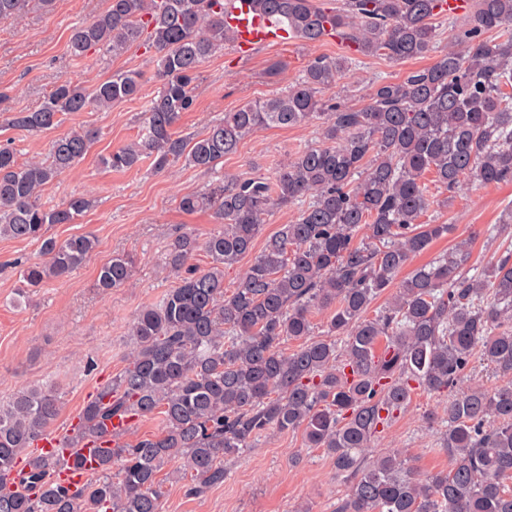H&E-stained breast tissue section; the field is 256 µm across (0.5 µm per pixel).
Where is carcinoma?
I'll use <instances>...</instances> for the list:
<instances>
[{"instance_id": "obj_1", "label": "carcinoma", "mask_w": 512, "mask_h": 512, "mask_svg": "<svg viewBox=\"0 0 512 512\" xmlns=\"http://www.w3.org/2000/svg\"><path fill=\"white\" fill-rule=\"evenodd\" d=\"M55 2L0 0V21L33 4L50 12ZM231 2L106 0L70 31L76 57L98 46L114 54L142 46L157 56L161 87L142 129L112 150L106 167L120 172L149 160L156 171L184 162L212 173L208 188L179 206L210 211L221 227L202 240L183 232L171 242L166 269L176 284L135 315L127 365L75 416L61 447L73 450L74 467L87 468L83 483L62 480L55 458L30 456L60 414L53 388L25 389L0 403V512H161L157 474L165 464L182 459L197 493L223 483L224 458L269 430L300 431L307 447L332 457L350 483L334 512H512V249L476 270L469 238L395 281L448 235L449 225L421 221L433 204L426 174L450 193L468 180L512 179V0H474L468 23L439 55L434 20L450 16L445 0H345L338 10L316 0H252L306 45L331 35L365 56L402 62L432 54L434 61L379 80L355 108L324 98L347 61L317 56L285 90L183 138L175 127L194 107L201 66L234 41L224 25ZM490 31L496 36H485ZM140 89L141 75L130 71L89 92L63 79L9 124L54 129L67 113L108 110ZM314 120L322 143L280 163L274 179L217 169L255 132ZM94 135L72 129L51 142L44 160L22 162L14 147L0 145V237L40 243L41 258L22 270L21 295L68 278L96 248L92 235H48L53 224L75 223L90 199L41 202ZM292 205L295 220L266 238L224 292V269L253 250L273 209ZM199 251L206 268L191 263ZM135 264L130 255L113 256L95 287L124 286ZM392 287V300L370 314ZM320 312L324 338L313 340L312 316ZM289 341L297 342L290 352ZM477 356L505 383L462 386ZM417 390L455 391L436 417L446 471L422 475L398 452L371 453ZM155 415L163 428L135 441L110 430L116 420L129 430ZM89 437L104 442L91 460L80 452Z\"/></svg>"}]
</instances>
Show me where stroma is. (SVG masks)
<instances>
[{
    "label": "stroma",
    "instance_id": "1",
    "mask_svg": "<svg viewBox=\"0 0 512 512\" xmlns=\"http://www.w3.org/2000/svg\"><path fill=\"white\" fill-rule=\"evenodd\" d=\"M105 6V0H56L51 13L32 11L21 19L0 22V91L8 94L0 103V144H12L22 159L46 157L60 130L37 134L14 130L7 124L10 113L35 106L63 78L89 89L117 71H136L142 77L137 98L107 111L68 115L66 127H88L96 139L89 152L42 195L49 206L82 195L93 199L92 208L77 223L50 229L60 241L94 235L98 243L88 261L69 279L46 283L31 292L27 304L18 306L14 303L21 285L18 266L36 258L39 245L0 238V402L25 387L52 386L62 402L52 427L56 433L66 432L91 392L125 366L134 348L129 334L134 314L173 286L165 257L175 234L188 230L204 238L219 228L211 212L189 214L179 208L182 196L209 185L208 172L182 163L168 173L155 172L148 162L121 173L103 165V157L113 148L136 138L145 104L160 88L156 61L144 48L134 46L114 55L96 47L79 58L70 55L72 27ZM346 52L333 36L314 46L297 41L261 46L244 57L235 44H225L202 66L195 107L182 114L177 131L184 137L198 135L225 113L294 82L313 57L333 58ZM426 64L423 58L396 63L365 57L350 64L329 94L361 107L375 80L398 79ZM320 141L316 121L263 129L246 138L236 154L225 157L223 170L242 179L271 177L287 156ZM430 193L435 202L426 222L449 225L450 231L418 255L414 266L429 263L467 238L473 241L472 264L483 267L493 262L498 245L479 230L498 223L512 203V181L487 186L467 183L451 195L434 187ZM121 252L137 258L130 281L100 293L95 286L100 266ZM437 402V396L425 392L413 395L407 411L378 435L375 451L399 452L423 473L447 470L450 462L440 434L425 420ZM180 467L175 459L158 473L162 512H334L348 489L332 459L324 450L305 447L298 432L263 435L255 448L225 462L223 485L199 495L189 494L190 478Z\"/></svg>",
    "mask_w": 512,
    "mask_h": 512
}]
</instances>
